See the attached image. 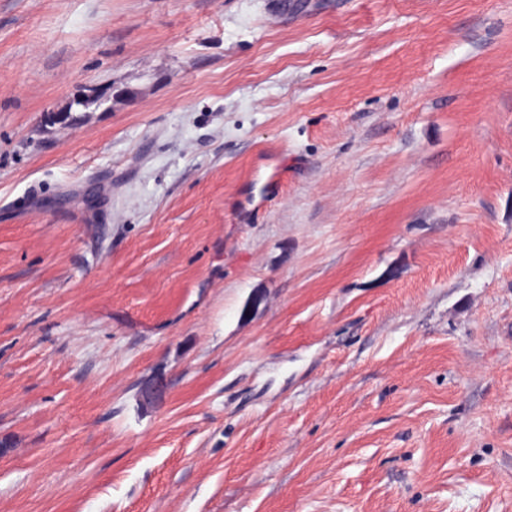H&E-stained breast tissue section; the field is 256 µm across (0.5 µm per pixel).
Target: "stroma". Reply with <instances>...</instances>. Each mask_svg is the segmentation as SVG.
<instances>
[{
    "instance_id": "stroma-1",
    "label": "stroma",
    "mask_w": 512,
    "mask_h": 512,
    "mask_svg": "<svg viewBox=\"0 0 512 512\" xmlns=\"http://www.w3.org/2000/svg\"><path fill=\"white\" fill-rule=\"evenodd\" d=\"M279 2L0 0V512H512V0Z\"/></svg>"
}]
</instances>
